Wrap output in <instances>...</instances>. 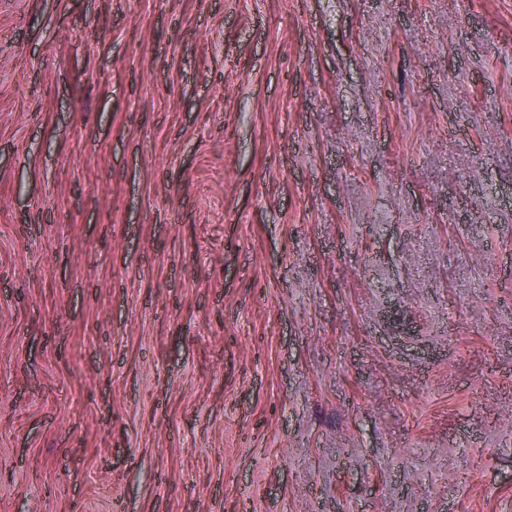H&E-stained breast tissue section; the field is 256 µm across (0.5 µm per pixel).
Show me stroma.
Returning a JSON list of instances; mask_svg holds the SVG:
<instances>
[{"label":"stroma","instance_id":"stroma-1","mask_svg":"<svg viewBox=\"0 0 512 512\" xmlns=\"http://www.w3.org/2000/svg\"><path fill=\"white\" fill-rule=\"evenodd\" d=\"M0 512H512V0H0Z\"/></svg>","mask_w":512,"mask_h":512}]
</instances>
